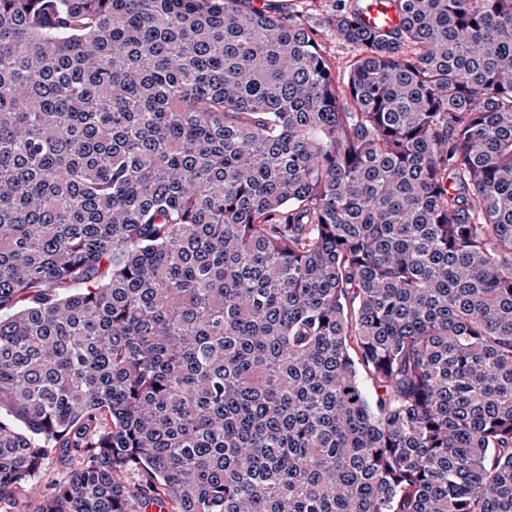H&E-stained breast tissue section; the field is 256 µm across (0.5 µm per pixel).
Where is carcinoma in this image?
<instances>
[{"label":"carcinoma","instance_id":"carcinoma-1","mask_svg":"<svg viewBox=\"0 0 512 512\" xmlns=\"http://www.w3.org/2000/svg\"><path fill=\"white\" fill-rule=\"evenodd\" d=\"M388 2L341 72L255 0H0V503L512 512V0Z\"/></svg>","mask_w":512,"mask_h":512}]
</instances>
